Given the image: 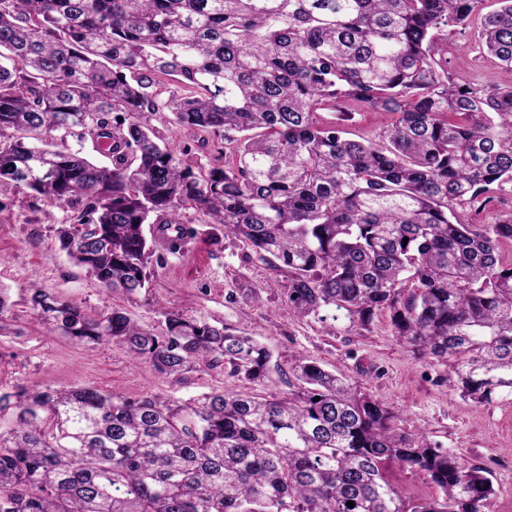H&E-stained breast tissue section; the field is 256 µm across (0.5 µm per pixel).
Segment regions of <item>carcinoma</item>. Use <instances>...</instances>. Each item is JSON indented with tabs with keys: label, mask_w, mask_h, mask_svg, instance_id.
I'll list each match as a JSON object with an SVG mask.
<instances>
[{
	"label": "carcinoma",
	"mask_w": 512,
	"mask_h": 512,
	"mask_svg": "<svg viewBox=\"0 0 512 512\" xmlns=\"http://www.w3.org/2000/svg\"><path fill=\"white\" fill-rule=\"evenodd\" d=\"M479 31L512 67V0ZM481 0H0V186L70 209L60 250L107 289L150 288L147 224L192 208L288 274V302L369 326L444 364L481 404L512 394V218L470 224L512 185V86L448 72V28ZM179 86L161 97L156 78ZM388 112L372 141L316 112ZM213 135L206 167L152 125ZM108 144L100 166L67 139ZM407 244H402L403 238ZM29 308L77 342L122 343L179 376L199 363L263 382L252 336L166 313L158 336L33 287ZM286 396L180 403L93 387L0 393V512H489L492 472L301 357ZM320 400L313 401V398ZM394 461L435 489L411 499ZM353 505H347V502Z\"/></svg>",
	"instance_id": "cac0c4a2"
}]
</instances>
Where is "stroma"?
<instances>
[{"label":"stroma","instance_id":"stroma-1","mask_svg":"<svg viewBox=\"0 0 512 512\" xmlns=\"http://www.w3.org/2000/svg\"><path fill=\"white\" fill-rule=\"evenodd\" d=\"M497 7V0H482L469 27L449 34L451 73L468 81L512 85V69L483 53L477 37L484 15ZM68 217L66 210L33 205L22 191L0 193V287L9 305L0 316V392L23 385L92 386L130 398L173 400L213 390L288 393L284 375L252 384L230 376L222 366L203 364L172 377L150 364L134 363L118 342L74 344L39 321L26 299L36 284L93 317L122 310L158 335L166 331L165 312L175 311L256 337L284 369L302 356L343 375L354 391L400 411L408 427L424 431L464 460L490 468L495 487L490 510L512 512V396L490 404L463 399L444 365L416 358L397 342L388 315H378L365 329L344 318L327 324L300 316L288 304L284 273L227 231L218 247L199 235L186 238L179 250H162V262L150 267L146 292L107 290L59 251L56 229Z\"/></svg>","mask_w":512,"mask_h":512}]
</instances>
